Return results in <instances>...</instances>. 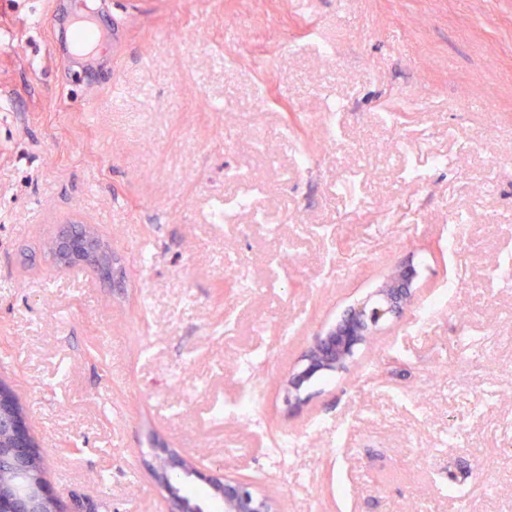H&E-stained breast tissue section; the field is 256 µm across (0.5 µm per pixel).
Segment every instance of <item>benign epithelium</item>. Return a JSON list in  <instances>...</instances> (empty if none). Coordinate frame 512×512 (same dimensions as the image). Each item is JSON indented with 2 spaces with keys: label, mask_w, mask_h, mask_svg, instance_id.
Masks as SVG:
<instances>
[{
  "label": "benign epithelium",
  "mask_w": 512,
  "mask_h": 512,
  "mask_svg": "<svg viewBox=\"0 0 512 512\" xmlns=\"http://www.w3.org/2000/svg\"><path fill=\"white\" fill-rule=\"evenodd\" d=\"M56 250L65 261L63 270L71 269L67 264L71 258L78 256L92 265L103 253L101 243L89 232L83 237H60ZM414 277L412 266L404 267L376 291V305L370 307L364 301L352 307L341 321L315 337L302 356V368L288 378L292 407L305 402L301 389L313 376L347 370L354 351L367 341L379 322L402 314L413 298ZM19 404L12 388L0 381V473L12 478L0 485V512H82L78 501L69 509L63 507L45 480L39 468L41 450L29 420L17 412ZM155 460L147 467L164 492L165 512H207L204 502L192 507L172 495L170 487L176 478L205 483L224 500V512H277L274 498L258 491L250 482L199 468L176 449H157Z\"/></svg>",
  "instance_id": "benign-epithelium-1"
}]
</instances>
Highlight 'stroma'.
Wrapping results in <instances>:
<instances>
[{
    "instance_id": "stroma-1",
    "label": "stroma",
    "mask_w": 512,
    "mask_h": 512,
    "mask_svg": "<svg viewBox=\"0 0 512 512\" xmlns=\"http://www.w3.org/2000/svg\"><path fill=\"white\" fill-rule=\"evenodd\" d=\"M84 8L109 35L70 65L64 27ZM264 84L281 102L257 107ZM409 98L400 130L377 125ZM327 99L345 111L324 115ZM290 110L313 122L285 139ZM412 163L423 184L404 181ZM231 169L260 180L278 235L245 214L209 223L238 189ZM350 177L362 208L337 189ZM468 204L449 254L448 215ZM68 224L96 230L112 281L59 270L50 242ZM223 254L235 271L215 267ZM509 260L512 0H0V380L62 500L162 512L145 466L162 445L249 479L279 512H512ZM404 265L412 303L289 409L313 337ZM243 399L249 417L212 420ZM453 477L467 497L449 496Z\"/></svg>"
}]
</instances>
